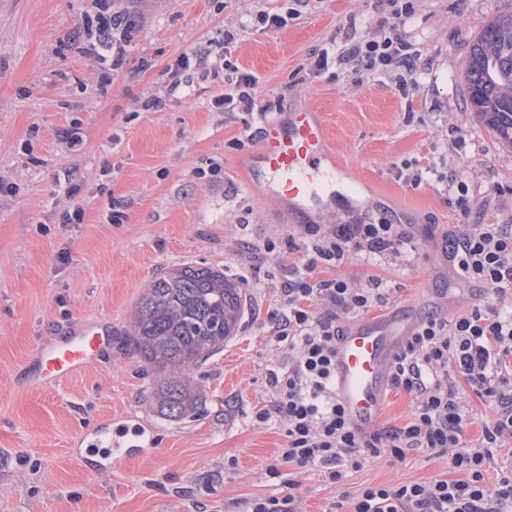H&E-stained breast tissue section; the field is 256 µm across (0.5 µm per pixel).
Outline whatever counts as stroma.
Returning a JSON list of instances; mask_svg holds the SVG:
<instances>
[{"mask_svg":"<svg viewBox=\"0 0 512 512\" xmlns=\"http://www.w3.org/2000/svg\"><path fill=\"white\" fill-rule=\"evenodd\" d=\"M127 30L111 47L112 0H0V177L19 191L0 196V512H242L245 501L292 490L304 512H346L368 484L451 479L447 455L368 457L342 482L317 470L266 467L285 446L284 422L259 425L270 405L269 372L288 351L268 333V315L300 263L305 235L253 184V143L231 148L253 115L211 105L224 90L212 69L172 87L169 66L237 32L230 59L259 79L257 107L271 114L323 112L339 163L367 188L359 206L332 211L339 224L384 220L419 240L417 250L322 270L355 287L383 282L375 317L412 306L448 316L476 301L442 254L447 225H512V145L467 105L473 41L512 0H414L405 32L420 54L413 98L388 78L350 70L314 73L310 56L370 36L376 0H307L276 30L256 27L287 0H124ZM159 97L162 109L144 110ZM418 121L406 122V110ZM77 129L79 139L66 133ZM432 166L419 187L404 165ZM473 200L462 216L448 176ZM80 207L82 223L63 224ZM124 215L111 221L113 211ZM223 270L244 289L240 328L192 376L205 408L172 421L152 400L155 372L121 339L142 288L163 271ZM81 324L102 326L97 364L50 389L25 386L24 366L43 339ZM140 426L131 452L106 473L92 453L99 432Z\"/></svg>","mask_w":512,"mask_h":512,"instance_id":"1","label":"stroma"}]
</instances>
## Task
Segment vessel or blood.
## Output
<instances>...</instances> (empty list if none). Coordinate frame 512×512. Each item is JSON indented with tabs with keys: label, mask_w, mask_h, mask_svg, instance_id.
<instances>
[{
	"label": "vessel or blood",
	"mask_w": 512,
	"mask_h": 512,
	"mask_svg": "<svg viewBox=\"0 0 512 512\" xmlns=\"http://www.w3.org/2000/svg\"><path fill=\"white\" fill-rule=\"evenodd\" d=\"M254 177L279 201L286 221L318 216L361 199L363 187L338 164L322 112L300 107L266 120L253 155ZM422 321L419 308L351 322L336 344V396L352 424L372 429L380 418L394 357ZM104 331L92 325L63 340L40 341L27 365L31 386L45 387L92 368Z\"/></svg>",
	"instance_id": "b4317fda"
}]
</instances>
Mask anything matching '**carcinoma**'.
Listing matches in <instances>:
<instances>
[{
  "mask_svg": "<svg viewBox=\"0 0 512 512\" xmlns=\"http://www.w3.org/2000/svg\"><path fill=\"white\" fill-rule=\"evenodd\" d=\"M466 78L472 109L512 144V10L493 17L472 44ZM244 306L242 288L210 267L168 269L141 294L124 345L155 370L153 401L163 416L203 412L190 371L235 335Z\"/></svg>",
  "mask_w": 512,
  "mask_h": 512,
  "instance_id": "carcinoma-1",
  "label": "carcinoma"
}]
</instances>
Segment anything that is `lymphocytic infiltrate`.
Masks as SVG:
<instances>
[{"label": "lymphocytic infiltrate", "mask_w": 512, "mask_h": 512, "mask_svg": "<svg viewBox=\"0 0 512 512\" xmlns=\"http://www.w3.org/2000/svg\"><path fill=\"white\" fill-rule=\"evenodd\" d=\"M387 16L376 22L373 37L332 50L313 52V69L351 67L369 75L389 73L400 97L418 84V53L404 28L413 0H385ZM257 79L224 64V91L212 105L227 112L252 114ZM310 241L305 259L283 288L285 306L268 317L270 336L288 348L284 367L271 371L273 400L254 413L260 424L286 421L287 444L266 471L281 466L319 469L339 482L362 468L366 458L384 452L448 453L453 480L369 485L352 498L349 512H512V466L497 473L496 486L485 474L494 452L512 439V227L504 224H452L445 232L446 255L463 280L486 294L451 318L424 319L397 353L391 388L413 394L414 409L404 426L381 433L363 432L350 422L336 396L333 373L336 342L345 326L340 314L368 310L380 294L379 280L354 288L342 279H323L352 255L400 254L413 242L399 225L341 224L329 236L320 225H305ZM492 407L480 437L464 438L471 424L468 403L457 382Z\"/></svg>", "instance_id": "lymphocytic-infiltrate-1"}]
</instances>
